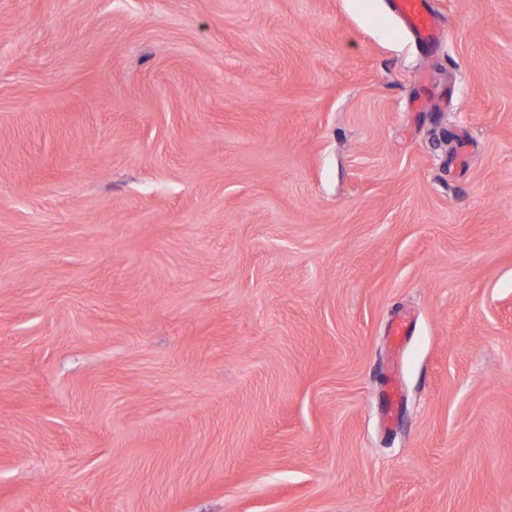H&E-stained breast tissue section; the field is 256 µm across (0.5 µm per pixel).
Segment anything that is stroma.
Here are the masks:
<instances>
[{"label":"stroma","instance_id":"stroma-1","mask_svg":"<svg viewBox=\"0 0 512 512\" xmlns=\"http://www.w3.org/2000/svg\"><path fill=\"white\" fill-rule=\"evenodd\" d=\"M430 4L0 0V512H512V0ZM429 0H391L392 13L402 20L414 36L424 44L433 43L439 36V25Z\"/></svg>","mask_w":512,"mask_h":512}]
</instances>
